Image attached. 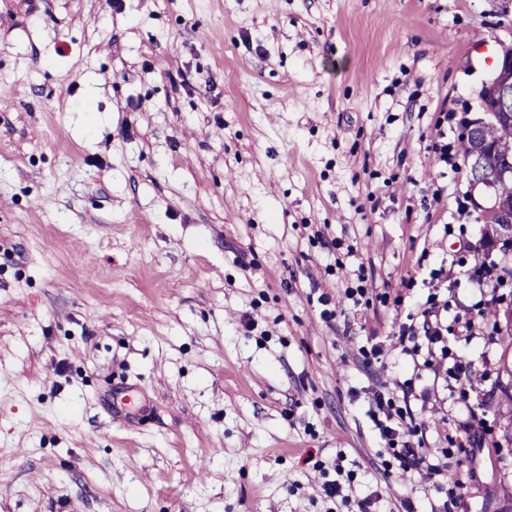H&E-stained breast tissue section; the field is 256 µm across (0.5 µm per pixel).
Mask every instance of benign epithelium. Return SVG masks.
<instances>
[{"label":"benign epithelium","instance_id":"1","mask_svg":"<svg viewBox=\"0 0 512 512\" xmlns=\"http://www.w3.org/2000/svg\"><path fill=\"white\" fill-rule=\"evenodd\" d=\"M482 116L466 120L465 129L476 144L470 161V176L476 184L489 189L512 178V151L497 145H490L487 131L493 116L498 122H512V45L503 48L502 56L491 77L484 83L480 93ZM488 214L498 218L494 225L491 242H512V200L495 198Z\"/></svg>","mask_w":512,"mask_h":512}]
</instances>
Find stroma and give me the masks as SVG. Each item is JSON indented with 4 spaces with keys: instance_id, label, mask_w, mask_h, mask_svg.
Masks as SVG:
<instances>
[{
    "instance_id": "1",
    "label": "stroma",
    "mask_w": 512,
    "mask_h": 512,
    "mask_svg": "<svg viewBox=\"0 0 512 512\" xmlns=\"http://www.w3.org/2000/svg\"><path fill=\"white\" fill-rule=\"evenodd\" d=\"M510 43L512 0H0V512H328L334 468L440 512L371 418L410 377L426 447L493 421L448 471L512 512V348L477 317L454 380L398 341L408 278L512 268L434 148ZM476 425L481 428V433L484 436L480 442L481 445L483 446L477 448L472 446L468 436L469 432L473 430L476 427ZM461 431L464 432L466 436H461ZM443 439L446 445H448V448H442V452L444 453L445 458H448L449 455L454 454L455 451L458 454L463 453L465 456L469 454L473 456L476 453V450L483 452L484 449H487L488 453H491L493 451L496 455L500 454L499 444L493 439L492 428L488 427L485 419L479 416V414L474 410H469L468 419L460 422L457 425L455 433L449 431L447 434L444 435ZM466 444L468 445V447L466 446Z\"/></svg>"
}]
</instances>
